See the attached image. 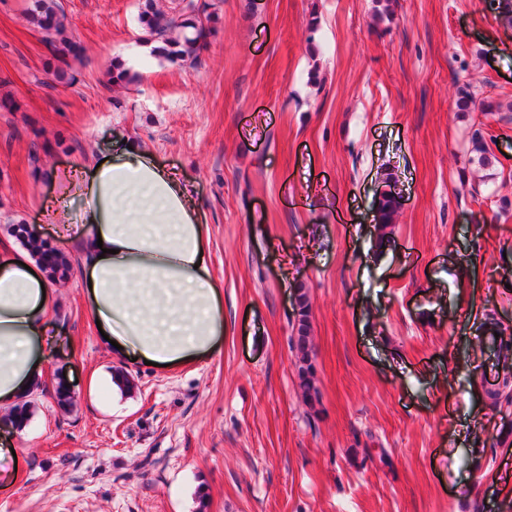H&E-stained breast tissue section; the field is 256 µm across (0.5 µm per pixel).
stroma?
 <instances>
[{"label":"stroma","instance_id":"35a3bbf8","mask_svg":"<svg viewBox=\"0 0 512 512\" xmlns=\"http://www.w3.org/2000/svg\"><path fill=\"white\" fill-rule=\"evenodd\" d=\"M214 2L181 67L144 41L139 0H63L88 60L51 90L25 0H0V240L22 247L24 227L72 265L31 420L0 429L22 452L0 512H512V408L487 406L498 362L477 348L486 308L512 327V23L490 0H391L381 20L376 0ZM114 61L139 76L118 107ZM462 87L500 111H458ZM119 135L184 176L209 224L226 334L174 369L102 340L84 254L47 216L53 172ZM389 172L401 209L380 253ZM296 318H297V336H293V341L301 359L306 362V356L309 349V336H308V318H309V303L307 295L304 291H298L296 302Z\"/></svg>","mask_w":512,"mask_h":512}]
</instances>
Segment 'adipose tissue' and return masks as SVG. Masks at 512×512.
Here are the masks:
<instances>
[{"instance_id":"adipose-tissue-1","label":"adipose tissue","mask_w":512,"mask_h":512,"mask_svg":"<svg viewBox=\"0 0 512 512\" xmlns=\"http://www.w3.org/2000/svg\"><path fill=\"white\" fill-rule=\"evenodd\" d=\"M51 214L86 253L93 319L123 355L177 367L224 336L222 293L210 269L209 227L179 172L140 145L73 168ZM29 252L0 243V407L43 377L53 301Z\"/></svg>"}]
</instances>
